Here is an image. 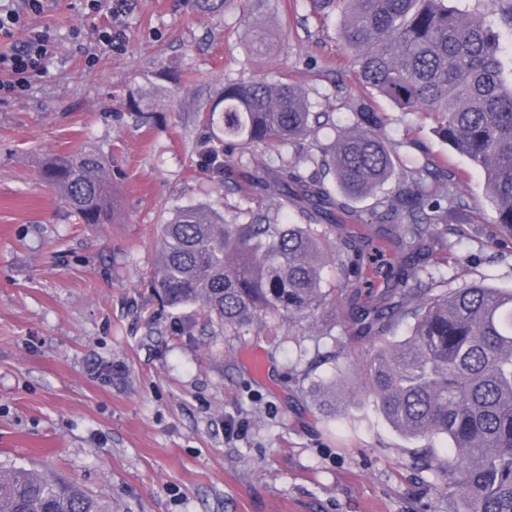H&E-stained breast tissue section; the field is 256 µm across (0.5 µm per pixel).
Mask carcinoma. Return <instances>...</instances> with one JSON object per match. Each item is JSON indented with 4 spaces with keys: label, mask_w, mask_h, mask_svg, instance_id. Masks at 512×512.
<instances>
[{
    "label": "carcinoma",
    "mask_w": 512,
    "mask_h": 512,
    "mask_svg": "<svg viewBox=\"0 0 512 512\" xmlns=\"http://www.w3.org/2000/svg\"><path fill=\"white\" fill-rule=\"evenodd\" d=\"M455 0H312L339 15V49L369 91L405 112L433 116L435 132L482 171L495 223L512 231V83L503 80V33L512 0L491 16ZM224 140L241 154L290 145L332 126L334 138L271 171V207L242 224L186 206L159 225L151 282L169 307L199 306L219 329L263 315L311 318L322 302L320 268L343 278L347 316L365 337L384 339L406 319L409 337L388 342L366 365L368 388L403 435L441 438L448 458L420 464L459 499L457 512H512V290L471 283L446 290L434 269L453 260L437 226L448 208L472 212L456 175L429 153L408 158L384 135L385 113L360 99L348 125L315 112L294 81L224 85ZM42 180L83 224H109L119 203L111 158L99 150L49 154ZM375 198L362 219L351 202ZM370 225L326 248L318 227L343 217ZM0 512H101L76 482L0 464Z\"/></svg>",
    "instance_id": "carcinoma-1"
}]
</instances>
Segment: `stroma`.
Segmentation results:
<instances>
[{"mask_svg":"<svg viewBox=\"0 0 512 512\" xmlns=\"http://www.w3.org/2000/svg\"><path fill=\"white\" fill-rule=\"evenodd\" d=\"M279 27L273 50H245L246 15ZM338 18L309 0H46L28 29H49L43 75L0 98V463L78 482L107 512H449L448 495L417 462L424 440L393 428L363 390L377 340L354 335L339 273L321 269L323 304L311 319L266 316L238 331L211 328L199 307L161 308L148 282L157 228L172 209L212 207L226 220L267 194L201 163L219 126L207 117L225 82L296 77L318 112L348 122L366 96L357 66L337 50ZM111 27V44L96 32ZM153 117L134 123L129 97ZM386 137L447 161L480 223L449 213L438 231L454 262L448 289L480 281L512 289V238L495 224L484 179L435 133L433 120L376 99ZM300 145L228 150L224 166L276 167ZM112 154L122 210L80 223L39 176L45 154Z\"/></svg>","mask_w":512,"mask_h":512,"instance_id":"stroma-1","label":"stroma"}]
</instances>
